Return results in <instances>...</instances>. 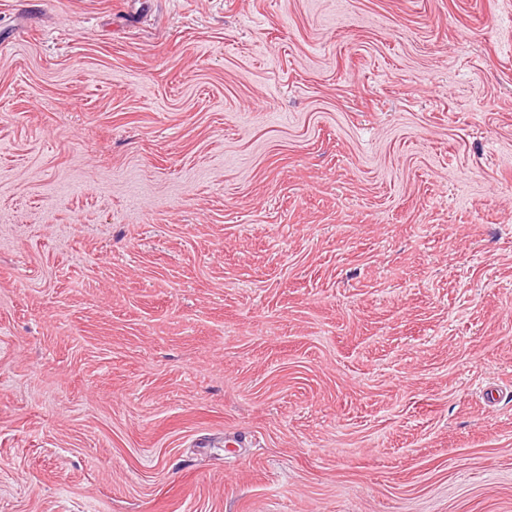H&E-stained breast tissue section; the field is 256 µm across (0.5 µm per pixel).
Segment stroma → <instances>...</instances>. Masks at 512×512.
Returning a JSON list of instances; mask_svg holds the SVG:
<instances>
[{
    "instance_id": "stroma-1",
    "label": "stroma",
    "mask_w": 512,
    "mask_h": 512,
    "mask_svg": "<svg viewBox=\"0 0 512 512\" xmlns=\"http://www.w3.org/2000/svg\"><path fill=\"white\" fill-rule=\"evenodd\" d=\"M0 512H512V0H0Z\"/></svg>"
}]
</instances>
